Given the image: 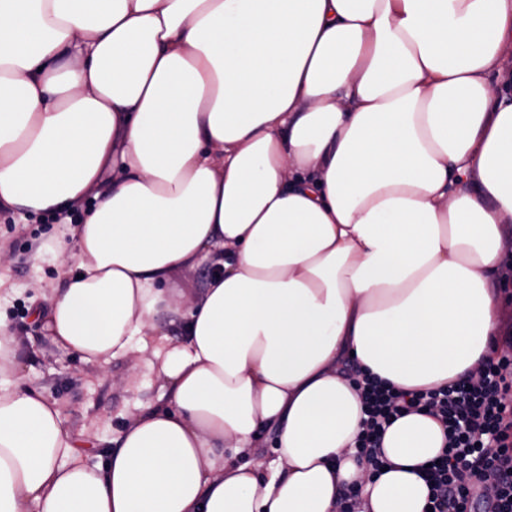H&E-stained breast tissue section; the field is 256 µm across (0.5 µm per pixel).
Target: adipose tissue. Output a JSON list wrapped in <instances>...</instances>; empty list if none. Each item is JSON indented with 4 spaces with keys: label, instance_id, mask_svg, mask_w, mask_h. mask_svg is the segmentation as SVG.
I'll list each match as a JSON object with an SVG mask.
<instances>
[{
    "label": "adipose tissue",
    "instance_id": "obj_1",
    "mask_svg": "<svg viewBox=\"0 0 512 512\" xmlns=\"http://www.w3.org/2000/svg\"><path fill=\"white\" fill-rule=\"evenodd\" d=\"M511 51L512 0H0V209L91 203L35 319L163 399L91 464L0 378V512H424L442 426L396 419L372 476L343 366L431 390L494 356Z\"/></svg>",
    "mask_w": 512,
    "mask_h": 512
}]
</instances>
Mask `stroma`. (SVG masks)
Instances as JSON below:
<instances>
[{
	"mask_svg": "<svg viewBox=\"0 0 512 512\" xmlns=\"http://www.w3.org/2000/svg\"><path fill=\"white\" fill-rule=\"evenodd\" d=\"M51 216L19 217L0 211V250L8 254L6 283L0 287V321L14 340L16 362L31 386L40 388L62 409L64 424L79 438L90 462L103 461L126 421L140 404L156 401V384L127 390L122 379L142 372L144 354L114 361L101 371L57 349L32 317V309L47 304L64 274L51 256H38L45 241H70L73 224Z\"/></svg>",
	"mask_w": 512,
	"mask_h": 512,
	"instance_id": "obj_1",
	"label": "stroma"
}]
</instances>
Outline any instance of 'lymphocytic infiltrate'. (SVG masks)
Segmentation results:
<instances>
[{"label":"lymphocytic infiltrate","instance_id":"obj_1","mask_svg":"<svg viewBox=\"0 0 512 512\" xmlns=\"http://www.w3.org/2000/svg\"><path fill=\"white\" fill-rule=\"evenodd\" d=\"M365 420L355 441L359 456L381 472L387 426L404 413L421 411L443 426L446 442L424 470L431 512H512V357L489 359L480 379L460 378L433 391L399 393L387 382L352 367ZM496 480L488 495L483 473Z\"/></svg>","mask_w":512,"mask_h":512}]
</instances>
